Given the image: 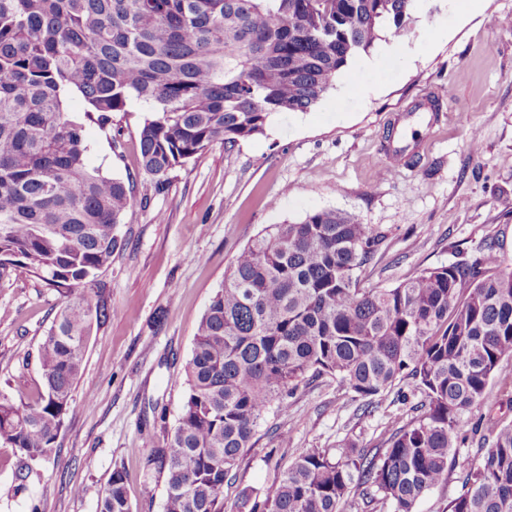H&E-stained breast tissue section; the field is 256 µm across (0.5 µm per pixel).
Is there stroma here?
Returning <instances> with one entry per match:
<instances>
[{
  "label": "stroma",
  "instance_id": "35a3bbf8",
  "mask_svg": "<svg viewBox=\"0 0 512 512\" xmlns=\"http://www.w3.org/2000/svg\"><path fill=\"white\" fill-rule=\"evenodd\" d=\"M415 17L405 36L354 59L319 105L274 114L263 135L234 147L213 143L161 190L140 165L144 110L121 114L116 150L85 121L81 98L70 97L73 116L85 122L91 164L132 180L138 203L118 226L122 249L89 292L108 315L88 340L56 452L21 487L16 454L0 447V512H96L117 467L132 512H163L165 477L147 469L142 435L173 432L198 323L237 252L269 225L324 209L355 215L382 235L362 273L367 288L395 287L489 239L512 257V0H418ZM436 27L441 37H433ZM348 85L369 93H345ZM473 136L481 144L475 155ZM400 146L407 149L400 168L382 177L387 152ZM62 302L26 268L0 266V391L14 401L33 402L42 392L38 348ZM497 373L489 384L494 404L460 417L448 478L416 512H448L483 455V421H512V388L499 382L512 377V358ZM421 399L400 382L363 415L335 378L301 383L287 412L260 424L224 486V512H238L243 493L262 495L305 449L333 450L346 438L384 447L397 419Z\"/></svg>",
  "mask_w": 512,
  "mask_h": 512
}]
</instances>
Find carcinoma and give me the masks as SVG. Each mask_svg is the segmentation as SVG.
<instances>
[{"label": "carcinoma", "mask_w": 512, "mask_h": 512, "mask_svg": "<svg viewBox=\"0 0 512 512\" xmlns=\"http://www.w3.org/2000/svg\"><path fill=\"white\" fill-rule=\"evenodd\" d=\"M416 0H0V265L15 259L63 297L38 349L44 391L33 403L0 394V446L25 482L51 457L73 403L94 324L106 308L90 288L120 248L117 224L133 186L88 160L85 117L112 128L133 103L150 112L141 166L162 188L214 142L233 147L270 116L307 112L381 39L404 35ZM382 235L322 210L273 224L240 250L202 315L186 393L171 435L148 464L165 474L164 512H224V484L272 409L309 375L327 374L365 400L412 381L426 402L381 454L345 440L338 454L301 452L240 512H391L448 476L459 417L489 400L512 358V258L496 241L394 288L360 286ZM491 441L448 512H512V422ZM98 512H131L122 468Z\"/></svg>", "instance_id": "obj_1"}]
</instances>
